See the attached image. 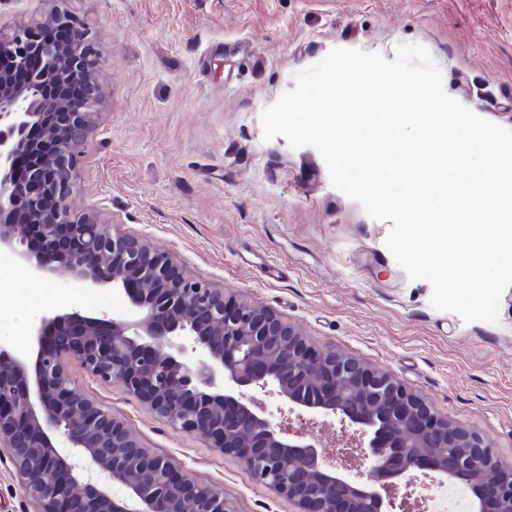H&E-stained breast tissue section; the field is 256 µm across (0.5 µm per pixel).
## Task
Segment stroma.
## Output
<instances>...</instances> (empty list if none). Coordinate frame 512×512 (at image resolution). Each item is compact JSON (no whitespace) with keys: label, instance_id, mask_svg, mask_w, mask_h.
I'll list each match as a JSON object with an SVG mask.
<instances>
[{"label":"stroma","instance_id":"obj_1","mask_svg":"<svg viewBox=\"0 0 512 512\" xmlns=\"http://www.w3.org/2000/svg\"><path fill=\"white\" fill-rule=\"evenodd\" d=\"M74 7L98 34L105 90L76 205L175 256L186 273L270 308L308 342L357 358L418 393L448 421L489 439L512 465V287L497 323L463 322L431 307L386 246L390 222L371 219L333 187L313 148L262 139V111L294 75L335 47L394 60L425 46L445 91L512 129V0H92ZM0 275V339L16 341L48 311H126L111 287ZM72 381L109 407L149 453L215 487L237 512H294L252 483L238 459L159 420L121 384ZM254 398L284 432L348 448L367 477L361 437L273 391Z\"/></svg>","mask_w":512,"mask_h":512}]
</instances>
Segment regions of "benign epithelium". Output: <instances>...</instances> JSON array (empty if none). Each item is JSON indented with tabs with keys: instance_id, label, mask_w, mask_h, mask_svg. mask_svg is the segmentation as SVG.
<instances>
[{
	"instance_id": "benign-epithelium-1",
	"label": "benign epithelium",
	"mask_w": 512,
	"mask_h": 512,
	"mask_svg": "<svg viewBox=\"0 0 512 512\" xmlns=\"http://www.w3.org/2000/svg\"><path fill=\"white\" fill-rule=\"evenodd\" d=\"M0 25V251L31 278L123 292L133 317L57 311L32 324L30 348L0 343V452L13 460L34 512H237L224 493L149 455L113 412L71 381L77 359L120 383L175 429L240 459L249 479L298 512H390L388 487L410 472L475 483L472 512H512V467L481 435L436 415L392 376L309 345L275 312L185 274L141 236L76 213L82 161L104 99L89 77L98 36L69 7ZM44 127L36 141L32 129ZM338 417L366 438L371 483L333 465L307 439L283 436L251 392ZM496 471L492 480L480 477ZM127 495L112 496L110 485Z\"/></svg>"
}]
</instances>
